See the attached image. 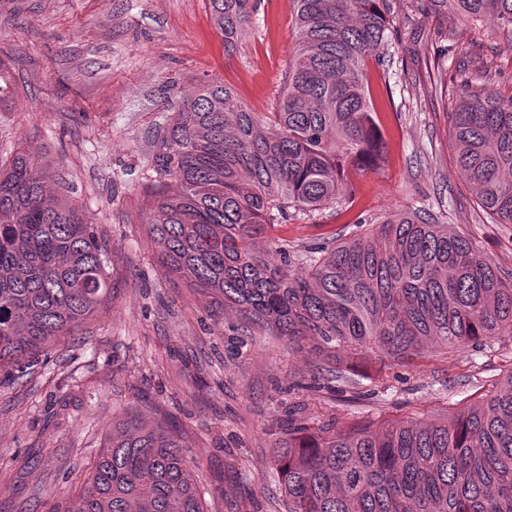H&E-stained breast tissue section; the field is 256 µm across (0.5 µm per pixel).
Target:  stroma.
<instances>
[{"label":"stroma","mask_w":512,"mask_h":512,"mask_svg":"<svg viewBox=\"0 0 512 512\" xmlns=\"http://www.w3.org/2000/svg\"><path fill=\"white\" fill-rule=\"evenodd\" d=\"M397 28L384 67L368 66L382 166L348 169L352 204L297 213L260 246H287L300 263L311 246L357 234L359 220L420 209L474 238L512 278V225L478 205L455 163L448 118L465 85L512 95V47L488 20L417 14ZM294 41L291 0H260L231 52L209 0H0V57L14 74L0 102V156L26 150L49 171L52 191L108 246L116 288L35 373L0 374V512L71 499L113 417L131 409L165 420L207 512H286L270 468L282 403L315 422L423 416L453 410L512 372V336H503L381 374L366 365L341 393L295 390L315 370L311 349L257 330L249 355L230 359L234 319L163 271L149 232L157 133L204 79L224 81L251 111H272Z\"/></svg>","instance_id":"35a3bbf8"}]
</instances>
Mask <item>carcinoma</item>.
Here are the masks:
<instances>
[{
	"label": "carcinoma",
	"instance_id": "obj_1",
	"mask_svg": "<svg viewBox=\"0 0 512 512\" xmlns=\"http://www.w3.org/2000/svg\"><path fill=\"white\" fill-rule=\"evenodd\" d=\"M295 46L272 112H251L231 87L204 81L155 140L149 231L164 270L327 367L299 389L343 385L351 366L405 367L434 348L512 336V283L473 239L419 211L400 213L293 265L288 250H253L290 211L348 191L352 166L384 146L367 61L413 13L493 20L512 45V0H292ZM224 51L252 25L254 0H209ZM455 161L478 203L512 224V95L486 87L451 113ZM177 190H166L167 181ZM107 245L71 204L50 198L27 151L0 159V371L26 373L51 343L99 311L114 289ZM272 448L287 512H512V372L442 418L310 423L287 409ZM44 512H207L178 442L130 412L78 494Z\"/></svg>",
	"mask_w": 512,
	"mask_h": 512
}]
</instances>
